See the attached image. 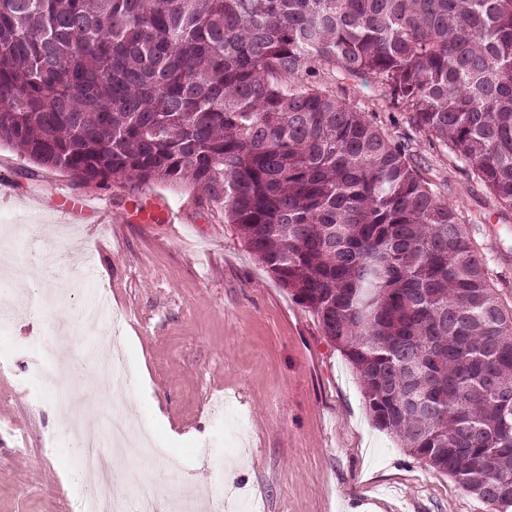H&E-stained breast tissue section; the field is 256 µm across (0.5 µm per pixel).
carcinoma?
<instances>
[{"label":"carcinoma","instance_id":"cac0c4a2","mask_svg":"<svg viewBox=\"0 0 512 512\" xmlns=\"http://www.w3.org/2000/svg\"><path fill=\"white\" fill-rule=\"evenodd\" d=\"M373 75L512 208V0H0V143L201 192L353 366L374 424L512 506V310L406 147L288 79Z\"/></svg>","mask_w":512,"mask_h":512}]
</instances>
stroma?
<instances>
[{"label":"stroma","mask_w":512,"mask_h":512,"mask_svg":"<svg viewBox=\"0 0 512 512\" xmlns=\"http://www.w3.org/2000/svg\"><path fill=\"white\" fill-rule=\"evenodd\" d=\"M363 112L393 139L436 195L458 215L485 277L512 309V208L454 153L394 106L374 77L339 67L301 74ZM93 201L105 221L73 220L64 203ZM167 202L178 224H143L136 212ZM36 237L60 255L16 294L66 288L52 311L20 312L0 335V512H67L82 474L68 407L42 380L43 344L56 349L58 377L77 385L86 427L107 433L112 400L141 420L160 454L126 458L154 481L160 506L191 485L211 503L235 485L248 512H486L457 482L406 452L373 424L352 366L316 316L258 263L233 225L190 186H76L67 173L32 168L0 145V240ZM128 368L123 390L96 360L105 337ZM62 438L48 453L51 435Z\"/></svg>","instance_id":"obj_1"}]
</instances>
